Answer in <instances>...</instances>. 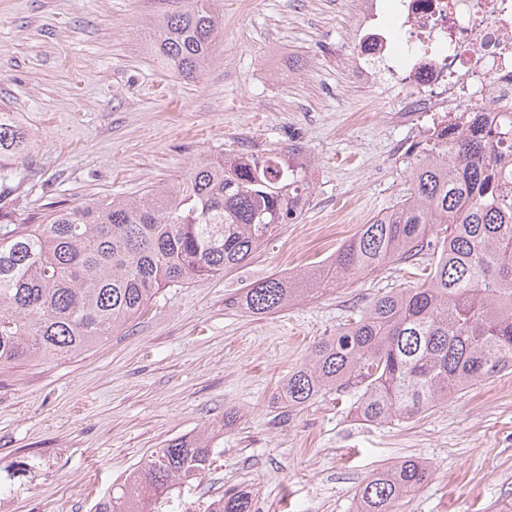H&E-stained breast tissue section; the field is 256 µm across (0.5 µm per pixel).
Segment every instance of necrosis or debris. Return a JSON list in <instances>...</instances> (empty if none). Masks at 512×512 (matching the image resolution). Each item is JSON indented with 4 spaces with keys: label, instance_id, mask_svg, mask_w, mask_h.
I'll use <instances>...</instances> for the list:
<instances>
[{
    "label": "necrosis or debris",
    "instance_id": "4bbe7bcc",
    "mask_svg": "<svg viewBox=\"0 0 512 512\" xmlns=\"http://www.w3.org/2000/svg\"><path fill=\"white\" fill-rule=\"evenodd\" d=\"M349 78L400 90L401 109L456 136L512 104V0H353Z\"/></svg>",
    "mask_w": 512,
    "mask_h": 512
}]
</instances>
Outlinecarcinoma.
Here are the masks:
<instances>
[{"label": "carcinoma", "mask_w": 512, "mask_h": 512, "mask_svg": "<svg viewBox=\"0 0 512 512\" xmlns=\"http://www.w3.org/2000/svg\"><path fill=\"white\" fill-rule=\"evenodd\" d=\"M147 25L148 47L177 76H196L222 25L213 0H172ZM31 149L12 112H0V183L21 179ZM512 149V106L485 134L463 130L417 149L400 205L376 216L330 263L301 277L268 276L240 299L274 312L328 279L381 272L429 258L422 282L378 297L336 334L316 341L284 385L291 415L330 390L361 389L374 424L417 419L448 395L512 370V190L499 165ZM311 196L306 169L253 153L199 158L135 198L51 210L41 223L0 210V368L78 355L141 318L156 294L242 266L298 218ZM207 438L157 448L94 512H157L177 487L210 471ZM432 476L401 460L373 472L354 512H396ZM203 512H253L227 492Z\"/></svg>", "instance_id": "cac0c4a2"}]
</instances>
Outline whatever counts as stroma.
Returning <instances> with one entry per match:
<instances>
[{
	"mask_svg": "<svg viewBox=\"0 0 512 512\" xmlns=\"http://www.w3.org/2000/svg\"><path fill=\"white\" fill-rule=\"evenodd\" d=\"M215 6L208 63L183 81L145 45L144 19L170 0H0V109L36 143L1 206L37 217L135 196L229 151L295 153L312 183L299 218L245 266L164 289L80 355L0 371V512H90L143 456L209 424L216 461L173 505L238 488L254 512H353L367 476L415 458L433 475L397 512H512V374L400 425L364 421L355 388L282 414L278 393L313 342L406 280L392 263L266 315L240 298L327 263L394 209L429 124L401 119L399 92L350 84L349 0Z\"/></svg>",
	"mask_w": 512,
	"mask_h": 512,
	"instance_id": "obj_1",
	"label": "stroma"
}]
</instances>
